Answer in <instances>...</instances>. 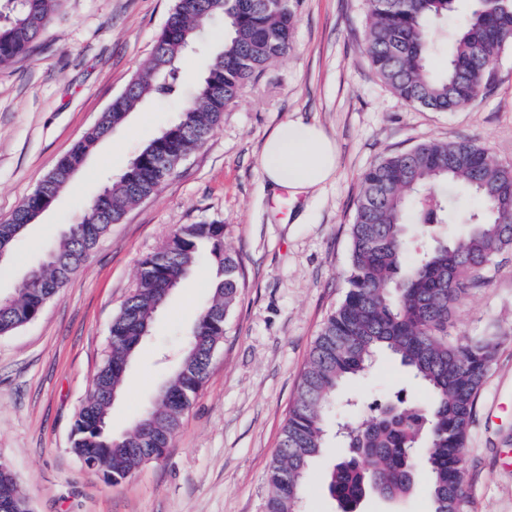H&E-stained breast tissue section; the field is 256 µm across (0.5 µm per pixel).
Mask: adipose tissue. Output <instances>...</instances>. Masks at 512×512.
Listing matches in <instances>:
<instances>
[{"instance_id": "1", "label": "adipose tissue", "mask_w": 512, "mask_h": 512, "mask_svg": "<svg viewBox=\"0 0 512 512\" xmlns=\"http://www.w3.org/2000/svg\"><path fill=\"white\" fill-rule=\"evenodd\" d=\"M336 167V146L322 127L287 121L266 140L261 169L271 188L312 190L330 179Z\"/></svg>"}]
</instances>
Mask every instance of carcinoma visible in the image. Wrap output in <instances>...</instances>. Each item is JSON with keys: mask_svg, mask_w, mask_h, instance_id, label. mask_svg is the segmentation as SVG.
I'll list each match as a JSON object with an SVG mask.
<instances>
[{"mask_svg": "<svg viewBox=\"0 0 512 512\" xmlns=\"http://www.w3.org/2000/svg\"><path fill=\"white\" fill-rule=\"evenodd\" d=\"M12 21L0 24V68L31 52L62 0H17ZM460 0H366L371 18L364 46L379 80L404 101L437 112L473 104L491 85V63L512 48V0H465L464 17L449 39L448 62L435 73L429 60L438 47L436 25ZM224 15L228 35L178 120L145 144L127 169L88 202L80 220L50 248L57 267L38 283H22L0 297V335L32 322L83 265L99 239L131 206L153 197L163 184L156 168L165 156L201 148L245 86L293 47L292 0H175L149 65L103 112L105 121L86 133L39 185L0 223V250L10 254L23 228L48 209L71 172L107 131L120 125L146 98L176 91L178 63L200 37L198 24ZM471 193L478 206L462 216L457 199ZM465 224L450 239L438 232ZM429 238L415 254L409 234ZM350 275L342 304L323 324L304 367L296 399L267 471L263 512H298L312 463L327 448L336 392L385 352L429 393L408 402L398 392L359 426L341 427L346 452L327 476V490L341 512H357L376 494H408L419 470L428 472L432 512H466L469 489L464 450L468 429L498 342L448 337L453 309L500 254L512 250V164L466 140H425L386 156L361 175L350 229ZM213 266L211 297L198 309L191 339L177 368L160 388L158 402L127 433L112 437L108 419L123 387L125 363L149 335L159 309V289L182 281L202 264ZM134 291L109 329V351L82 404L71 450L80 462L120 484L142 465L160 460L185 411L208 375L210 355L224 339V324L239 292V262L224 252V225L185 224L141 262ZM0 512H28L11 469L0 463Z\"/></svg>", "mask_w": 512, "mask_h": 512, "instance_id": "cac0c4a2", "label": "carcinoma"}]
</instances>
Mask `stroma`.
<instances>
[{
  "label": "stroma",
  "mask_w": 512,
  "mask_h": 512,
  "mask_svg": "<svg viewBox=\"0 0 512 512\" xmlns=\"http://www.w3.org/2000/svg\"><path fill=\"white\" fill-rule=\"evenodd\" d=\"M174 0H63L26 57L0 69V221L7 220L97 117L148 65ZM365 0H298L293 48L250 83L207 142L153 198L112 225L38 317L0 336V461L32 512H261L266 471L280 443L300 375L327 317L348 288L350 226L359 177L381 158L427 139L468 140L512 163V49L493 64L494 84L472 105L435 112L408 104L375 75L364 45ZM213 20L204 47L182 66L191 91L225 35ZM178 97L144 100L101 140L55 202L17 238L0 270L11 294L84 204L137 151L174 123ZM318 124L336 145V170L306 195L275 197L261 150L280 123ZM217 223L241 264V288L206 381L165 457L120 484L86 469L71 431L109 350V328L134 289L142 260L178 226ZM454 311L450 337H492L498 352L481 388L465 447L469 512H512V252L483 272ZM210 290L185 279L158 310L113 401L121 437L156 402ZM426 389L392 358H376L336 397L337 420L360 424L383 397ZM329 443L311 466L301 512H339L325 474L340 457ZM360 512H431L428 478Z\"/></svg>",
  "instance_id": "stroma-1"
}]
</instances>
